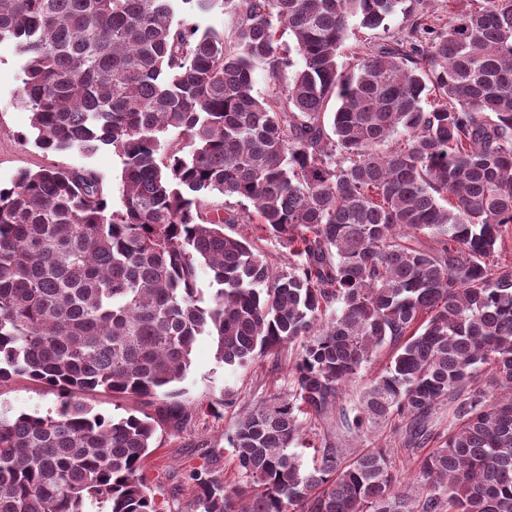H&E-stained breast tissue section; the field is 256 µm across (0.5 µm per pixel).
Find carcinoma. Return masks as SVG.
Here are the masks:
<instances>
[{
    "label": "carcinoma",
    "instance_id": "cac0c4a2",
    "mask_svg": "<svg viewBox=\"0 0 512 512\" xmlns=\"http://www.w3.org/2000/svg\"><path fill=\"white\" fill-rule=\"evenodd\" d=\"M402 2L0 0V41L24 60L23 139L122 161L118 206L86 167L0 185V384L59 399L52 415H0V512H160L144 475L155 419L85 398L153 399L181 418L173 385L200 336L229 366L311 340L296 399L237 421L245 484L195 470L187 512H512V266L498 259L512 235V0L442 24L416 15L340 61L351 19L375 29ZM179 13L227 15L232 34ZM169 133L190 151L161 155ZM211 197L235 206L207 212ZM226 224L258 225L293 263L277 270ZM387 344L349 428L397 416L422 448L447 401L455 429L404 488L386 448H318L302 469L296 411L330 420ZM481 367L500 393L471 387ZM394 352V347L384 345L375 351L371 361L366 364L357 377L343 386L342 394L339 395L338 405L346 411L352 419L355 408L358 405L360 392L363 386L379 376Z\"/></svg>",
    "mask_w": 512,
    "mask_h": 512
}]
</instances>
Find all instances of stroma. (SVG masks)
<instances>
[{
  "mask_svg": "<svg viewBox=\"0 0 512 512\" xmlns=\"http://www.w3.org/2000/svg\"><path fill=\"white\" fill-rule=\"evenodd\" d=\"M484 4L485 0H404L384 27L359 28L349 34L341 48V59L350 61L357 40L377 44L403 37L411 18L419 13L444 18L449 11L465 12ZM23 79L22 58L16 54L12 43H0V183L11 182L22 170L51 164L88 167L98 174L111 199H118L122 163L111 149L104 148L91 155L75 149L45 153L22 141V134L30 130V113L18 100ZM300 351V344L295 342L284 346L277 354L229 367L217 360L210 337L198 338L191 367L179 385L178 401L184 408L185 418L178 423L160 421L155 449L148 458L146 475L154 485L163 512H186L190 496L183 482L193 470L207 467L222 474L225 483L242 485L228 439L247 406L293 398L296 384L292 367ZM393 352L389 345L379 348L357 377L345 384L338 399L344 411L354 413L363 386L383 372ZM57 406L55 391L42 384L15 380L0 386V412L10 416L46 415ZM298 419L301 432L294 450L304 465H311L314 449L327 444L351 454L369 448H390L394 451L392 472L396 480L405 484L412 482L414 469L402 452L400 420L376 423L358 433L342 426L326 427L310 413L299 414Z\"/></svg>",
  "mask_w": 512,
  "mask_h": 512,
  "instance_id": "stroma-1",
  "label": "stroma"
}]
</instances>
